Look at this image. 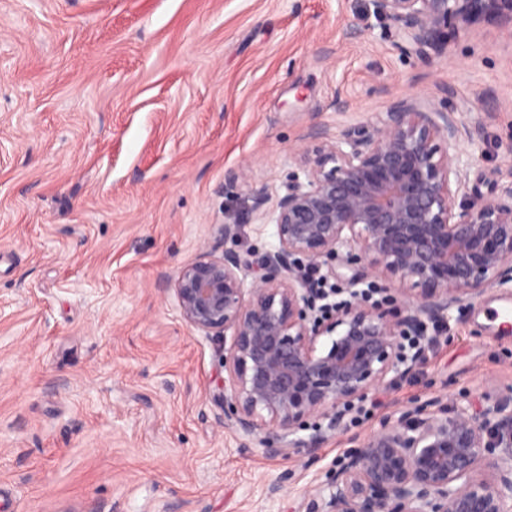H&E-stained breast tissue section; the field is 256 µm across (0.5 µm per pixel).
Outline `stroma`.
Returning a JSON list of instances; mask_svg holds the SVG:
<instances>
[{
    "mask_svg": "<svg viewBox=\"0 0 512 512\" xmlns=\"http://www.w3.org/2000/svg\"><path fill=\"white\" fill-rule=\"evenodd\" d=\"M364 0H0V512H292L397 410L512 391V284L451 311L424 365L370 393L316 456H272L210 399L223 342L164 286L238 223L275 250L249 189L284 192L312 125L389 99L450 102L466 189L512 186V38L481 21L440 57ZM348 102L337 109V98ZM237 183H227L229 174ZM280 484L269 495L270 484Z\"/></svg>",
    "mask_w": 512,
    "mask_h": 512,
    "instance_id": "stroma-1",
    "label": "stroma"
}]
</instances>
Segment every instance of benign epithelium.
Returning <instances> with one entry per match:
<instances>
[{
  "label": "benign epithelium",
  "instance_id": "benign-epithelium-1",
  "mask_svg": "<svg viewBox=\"0 0 512 512\" xmlns=\"http://www.w3.org/2000/svg\"><path fill=\"white\" fill-rule=\"evenodd\" d=\"M367 15L391 22L406 53L443 55L450 35L482 20L512 34V0H367ZM482 131L411 95L334 137L315 127L272 211L265 189L251 188L276 250L227 248L239 226L224 224L176 270L184 321L230 337L227 379L212 394L224 427L274 455L317 450L369 393L424 364L429 326L512 282V189L494 200L462 193L460 144ZM306 264L327 280L351 271L349 298L319 310ZM364 282L386 298L362 299L353 287ZM298 512H512V392H485L473 413L448 412L444 396L400 411L347 450Z\"/></svg>",
  "mask_w": 512,
  "mask_h": 512
}]
</instances>
